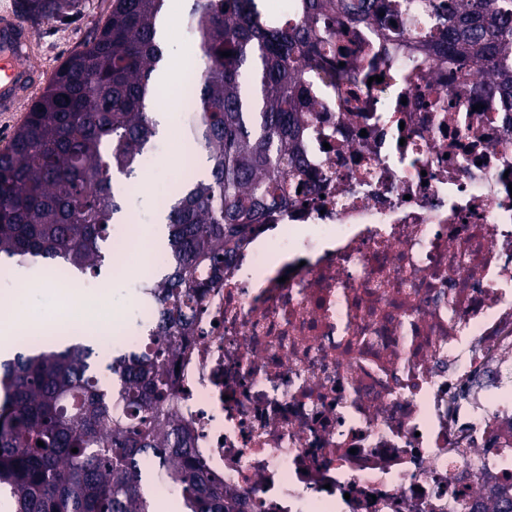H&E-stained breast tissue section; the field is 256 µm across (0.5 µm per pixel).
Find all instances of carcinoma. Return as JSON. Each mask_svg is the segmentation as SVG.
<instances>
[{
    "instance_id": "obj_1",
    "label": "carcinoma",
    "mask_w": 512,
    "mask_h": 512,
    "mask_svg": "<svg viewBox=\"0 0 512 512\" xmlns=\"http://www.w3.org/2000/svg\"><path fill=\"white\" fill-rule=\"evenodd\" d=\"M165 0H112L104 25L69 56L0 150V259L96 272L118 257L110 228L156 136L157 73L167 60ZM260 0H193L188 21L200 79L186 90L192 146L207 173L184 178L165 208L173 263L141 288L160 309L133 350L97 339L45 352L40 336L0 363V494L10 512H156L141 462L151 458L183 512H243L216 489L173 407L168 367L186 310L229 264L242 238L305 197L301 150L312 113L301 63L349 47L331 11L407 33L448 59L469 60L479 92L512 112V0H294L269 23ZM38 21L79 12L81 0H19ZM231 53L229 57L221 52ZM43 442L44 446L37 445ZM78 452H72V449Z\"/></svg>"
}]
</instances>
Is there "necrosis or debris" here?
Returning <instances> with one entry per match:
<instances>
[{
    "label": "necrosis or debris",
    "instance_id": "obj_1",
    "mask_svg": "<svg viewBox=\"0 0 512 512\" xmlns=\"http://www.w3.org/2000/svg\"><path fill=\"white\" fill-rule=\"evenodd\" d=\"M344 41L312 192L207 290L177 419L248 512H478L512 497V136L472 65Z\"/></svg>",
    "mask_w": 512,
    "mask_h": 512
}]
</instances>
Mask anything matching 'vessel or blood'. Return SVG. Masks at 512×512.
Wrapping results in <instances>:
<instances>
[{
  "mask_svg": "<svg viewBox=\"0 0 512 512\" xmlns=\"http://www.w3.org/2000/svg\"><path fill=\"white\" fill-rule=\"evenodd\" d=\"M32 34L18 19L0 17V112H12L19 99L33 95L41 74L28 62Z\"/></svg>",
  "mask_w": 512,
  "mask_h": 512,
  "instance_id": "1",
  "label": "vessel or blood"
}]
</instances>
